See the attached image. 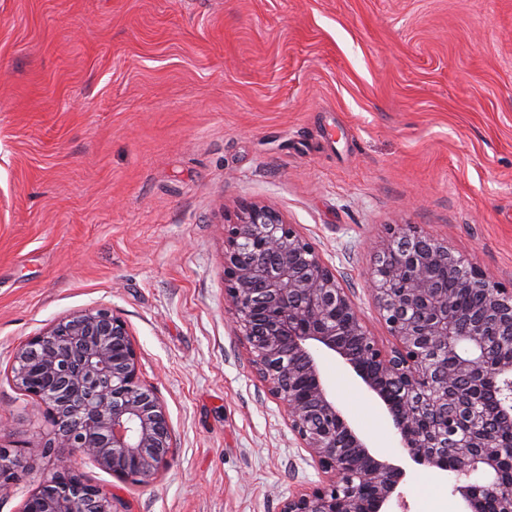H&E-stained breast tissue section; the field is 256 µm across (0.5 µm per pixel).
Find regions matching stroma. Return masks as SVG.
<instances>
[{
  "label": "stroma",
  "mask_w": 512,
  "mask_h": 512,
  "mask_svg": "<svg viewBox=\"0 0 512 512\" xmlns=\"http://www.w3.org/2000/svg\"><path fill=\"white\" fill-rule=\"evenodd\" d=\"M262 202L369 291L393 225L512 284V0H0V448L19 512L52 424L15 349L99 307L127 323L176 460L136 486L81 459L114 512H279L321 476L252 371L224 300V218ZM323 375L385 454L384 406ZM392 512H460L452 473L406 462Z\"/></svg>",
  "instance_id": "35a3bbf8"
}]
</instances>
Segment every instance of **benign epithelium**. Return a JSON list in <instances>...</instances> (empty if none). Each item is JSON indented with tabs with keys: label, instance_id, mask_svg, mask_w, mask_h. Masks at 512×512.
I'll return each instance as SVG.
<instances>
[{
	"label": "benign epithelium",
	"instance_id": "7a95c632",
	"mask_svg": "<svg viewBox=\"0 0 512 512\" xmlns=\"http://www.w3.org/2000/svg\"><path fill=\"white\" fill-rule=\"evenodd\" d=\"M455 277L448 288L442 269ZM369 286L393 343L384 346L319 252L295 225L261 203L224 226V300L249 363L286 409L288 429L322 474L284 500L280 512H390L405 474L349 424L325 381L319 355H338L386 407L401 448L420 465L448 471L463 512H512V440L484 407L512 426V287L414 230L392 231L376 252ZM480 293L479 306L454 305ZM12 381L44 404L55 426L41 454L52 467L20 512H112L84 481L72 453L120 481L152 483L173 461V430L161 401L139 378L127 323L102 307L58 320L14 355ZM16 480L0 450V495Z\"/></svg>",
	"mask_w": 512,
	"mask_h": 512
}]
</instances>
